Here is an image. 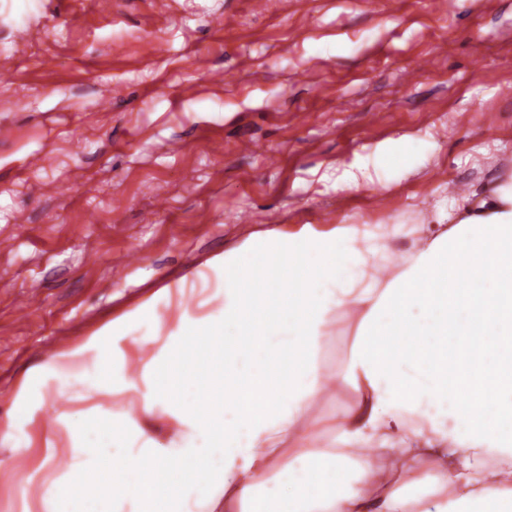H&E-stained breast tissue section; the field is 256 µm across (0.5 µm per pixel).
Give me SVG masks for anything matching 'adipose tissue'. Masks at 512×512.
Listing matches in <instances>:
<instances>
[{"instance_id":"1","label":"adipose tissue","mask_w":512,"mask_h":512,"mask_svg":"<svg viewBox=\"0 0 512 512\" xmlns=\"http://www.w3.org/2000/svg\"><path fill=\"white\" fill-rule=\"evenodd\" d=\"M429 148L410 136L379 144L367 168L336 185L411 170ZM409 233L400 253L391 233L362 224L249 236L207 263L222 282L219 308L163 319L149 299L132 317L157 333L135 350L122 320L74 346L51 374L82 378L92 397L133 398L139 413L124 434L139 442L148 477L139 486L107 454L80 481L110 478L113 498L143 493L164 512L188 488L204 512H414L409 488L432 478L435 512H512V379L501 372L512 337V173ZM338 318L352 341L330 367L323 354ZM217 344L221 370L201 375ZM247 358L261 362L248 377ZM187 385L197 409L183 402ZM329 390L348 403L333 421L311 420L310 403ZM19 397L24 418L0 420L1 445L42 423L33 379ZM145 416L168 423L172 438L147 431Z\"/></svg>"}]
</instances>
